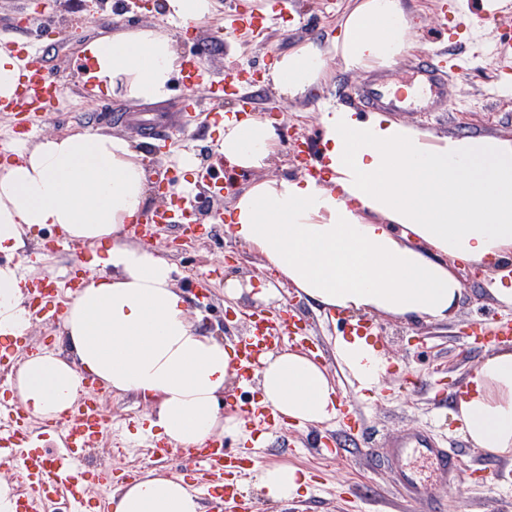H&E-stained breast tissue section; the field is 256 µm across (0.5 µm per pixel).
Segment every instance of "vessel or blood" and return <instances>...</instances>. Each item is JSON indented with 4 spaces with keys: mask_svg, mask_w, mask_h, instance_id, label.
<instances>
[{
    "mask_svg": "<svg viewBox=\"0 0 512 512\" xmlns=\"http://www.w3.org/2000/svg\"><path fill=\"white\" fill-rule=\"evenodd\" d=\"M209 54L208 42L197 43L180 73L184 87L206 85L215 103L208 115L209 121L215 125L223 122L221 105L228 98L236 100L238 111H255L254 98L244 90L250 82L249 77L230 69L222 80H209ZM22 61L24 73L14 97L0 99V112L9 113L14 119L12 134L0 138V148L14 139L32 138L44 121L48 107L63 93L62 83L49 71L43 55L27 51ZM395 79V74L390 72L372 73L351 87L347 97L362 107L379 111H446L448 69L442 62L428 57L416 63L411 76L414 94L393 90ZM197 110L196 100L185 98L181 111L162 115L160 120L154 121L157 138H165L168 132L183 128ZM176 180L177 171L172 167L157 177L162 201L138 219L140 231L150 236L160 225L179 224L188 239L215 237L218 224L224 221L223 211H215L212 223H197L194 205L169 195ZM196 187L217 198L230 190L231 182L223 171L205 169L198 173ZM89 275L90 270L83 263L66 266L57 273L28 274L29 308L35 319H61L64 309L62 288L77 292ZM303 324V318L286 307L269 315H255L250 334L240 338L236 348V366L242 386L252 385L261 355L281 339L299 334ZM101 392V384L85 379L77 402L62 419L35 425L21 413L15 398L0 399V465L16 471L20 479L17 512H45L46 503L60 500L66 502L67 512H91L92 504L85 492L88 480H96L101 485L112 483L111 470L93 472L88 465L90 449L95 447L102 434L113 431L111 420L102 410ZM246 426L251 431L273 435L282 431L275 408L259 399L253 402ZM142 442L150 458L162 460L174 454L183 470L198 473V486L210 497L216 512H221L226 504L232 505L234 512H246L237 502L234 484L229 480L232 470L239 466V459L227 439L211 437L177 451L171 450L169 443L148 435L143 436ZM389 448L387 464L395 469L399 486L412 500L429 501L433 486L448 485L459 479L455 450L443 446L429 431L396 435L390 439Z\"/></svg>",
    "mask_w": 512,
    "mask_h": 512,
    "instance_id": "vessel-or-blood-1",
    "label": "vessel or blood"
}]
</instances>
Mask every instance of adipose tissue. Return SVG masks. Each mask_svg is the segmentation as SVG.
<instances>
[{
  "instance_id": "1",
  "label": "adipose tissue",
  "mask_w": 512,
  "mask_h": 512,
  "mask_svg": "<svg viewBox=\"0 0 512 512\" xmlns=\"http://www.w3.org/2000/svg\"><path fill=\"white\" fill-rule=\"evenodd\" d=\"M412 19L401 0H355L329 47L306 43L280 54L269 79L296 99L326 86L333 62L359 74L390 68L411 46ZM84 79L92 93L123 90L164 101L182 60L172 31L145 25L89 43ZM318 159L327 180L280 176L254 182L233 202L227 238L272 273L263 294L288 286L329 310L447 319L461 296L450 265H493L512 274V142L438 137L382 112L361 116L326 102L318 113ZM217 151L228 167L269 168L279 152L272 122L231 115ZM149 194L134 142L121 135H46L0 164V252L12 254L26 230L52 227L90 244L111 274L90 275L62 317L76 363L52 354L25 358L15 391L37 418H60L84 373L107 390L153 402L149 430L189 446L244 422L222 416L217 397L237 368L232 344L195 330L171 265L122 232ZM16 268L0 267V338L29 326ZM333 357L360 388L379 389L387 363L366 337H335ZM263 399L299 426L336 417V387L312 353L266 352L258 372ZM454 419L472 447L512 458V348L493 347L458 390ZM309 479L296 468L260 470L267 497H301ZM114 512H202L184 477L146 473L123 485Z\"/></svg>"
}]
</instances>
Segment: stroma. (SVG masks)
Returning a JSON list of instances; mask_svg holds the SVG:
<instances>
[{"label": "stroma", "mask_w": 512, "mask_h": 512, "mask_svg": "<svg viewBox=\"0 0 512 512\" xmlns=\"http://www.w3.org/2000/svg\"><path fill=\"white\" fill-rule=\"evenodd\" d=\"M115 0H0V39L14 41L16 47L40 45L52 64L54 75L65 86L64 100L49 108L43 128L50 135H68L89 129L90 116L98 114L150 113L176 110L184 93L180 82H173L172 92L160 103H139L123 93L91 97L75 69L68 50H84L91 41L144 25H165L160 0H150L148 7L126 6L115 11ZM216 0L213 13L198 22V37L211 41L208 59L211 71L224 75L226 70L249 72L258 65L272 66L275 58L293 46L307 42H325L335 34L349 0H293V11H285L286 0ZM445 0H402L413 15L412 47L403 53L396 75L408 73L416 57L437 54L454 60L469 59L470 69L452 75L448 83V110L425 117L417 112H402L398 121L426 129L440 136L467 137L485 135L512 140V94L495 95L504 73L503 64L492 51L504 38L503 24L512 21L507 12L485 13L483 0H468L469 17L460 19L458 9H444ZM261 13L272 18L259 37H240L229 24L235 8ZM54 17L56 30L46 32L37 24V16ZM358 75L335 66L327 88L311 89L303 97H282L268 80L259 83V116L273 121L284 145L266 172L235 171L234 191L224 198L232 205L261 176L295 175L293 159L286 143L300 140L311 153H318L316 114L324 100L335 99L345 84H357ZM111 134L135 141L143 151L145 165H167L183 153H194L199 167L215 165L218 127L196 120L186 129L173 132L169 150L161 152L143 128L115 123ZM154 249L173 268L174 286L182 295L189 317L199 332L227 342L248 335L251 313L273 309L274 304L257 297L266 280L259 256L247 252L224 236L213 240L186 241L180 226L169 225ZM220 270L206 303H198L191 279L208 270ZM463 291L450 317L442 321L424 318L401 319L384 313L373 319L380 334L373 345L388 363L382 389L375 398H362L358 385L342 374L332 355L335 337L348 334L352 313L327 317L323 308L291 294L284 301L307 316V332L319 343L321 361L336 380L338 398L351 417L359 420L360 430H346L341 419L308 428L286 427L280 437L263 445L259 467L286 465L309 473V495L288 502H272L260 489L255 473L242 477V493L258 512H428L423 502L406 500L394 484V476L381 465L390 438L403 430L434 427L449 447L459 455L461 479L458 483L437 487L433 492L439 512H512V460L484 455L467 442L453 418L455 390L469 370L487 352L476 341L477 326H492L512 320V306L499 301L491 290L496 277L489 269L467 264L454 266ZM242 289L238 296L227 294L229 281ZM29 352H53L73 360L74 355L62 337L58 322L39 321L24 336ZM102 406L122 430L121 436L135 437L136 426L151 413L152 406L133 394L108 392ZM121 437H102L91 451L89 463L98 467L107 463L124 470H154L161 475L176 473V459L151 461L144 449H122ZM333 439L342 445L340 457L331 459L314 450V440Z\"/></svg>", "instance_id": "1"}]
</instances>
